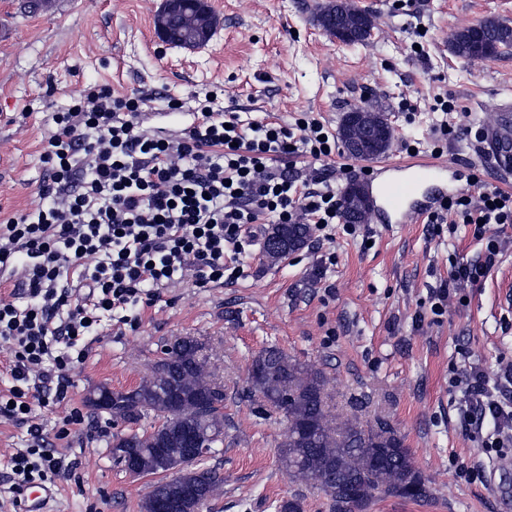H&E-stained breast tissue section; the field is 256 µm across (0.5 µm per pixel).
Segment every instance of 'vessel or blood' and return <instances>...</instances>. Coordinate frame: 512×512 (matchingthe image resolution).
Listing matches in <instances>:
<instances>
[{
    "instance_id": "vessel-or-blood-1",
    "label": "vessel or blood",
    "mask_w": 512,
    "mask_h": 512,
    "mask_svg": "<svg viewBox=\"0 0 512 512\" xmlns=\"http://www.w3.org/2000/svg\"><path fill=\"white\" fill-rule=\"evenodd\" d=\"M485 141L496 152L500 171H511L512 140L506 130L496 125L487 127ZM446 175V165L420 159L375 165L368 186L375 222L404 224L424 215L444 198ZM53 499V491L47 485L24 487L18 495L19 512H52Z\"/></svg>"
}]
</instances>
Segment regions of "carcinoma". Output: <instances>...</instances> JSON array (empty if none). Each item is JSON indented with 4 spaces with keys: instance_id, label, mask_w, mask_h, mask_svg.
Returning <instances> with one entry per match:
<instances>
[{
    "instance_id": "carcinoma-1",
    "label": "carcinoma",
    "mask_w": 512,
    "mask_h": 512,
    "mask_svg": "<svg viewBox=\"0 0 512 512\" xmlns=\"http://www.w3.org/2000/svg\"><path fill=\"white\" fill-rule=\"evenodd\" d=\"M335 19L344 23L351 37L349 45L367 42L368 31L359 26L357 10L347 6ZM449 51L469 60L496 57L503 48H512V26L495 18L457 30L448 44ZM199 343H173L167 347L169 364L164 377L143 383L133 396L116 392L112 400L111 419L120 420L135 410L161 415L166 409L160 391L176 393L181 412L196 409L200 402L208 412L200 417H184L181 423L193 431L206 448L223 442L224 420L217 411L224 407V394L204 393L209 377ZM251 392L261 402L281 413L287 422L280 442L282 459L294 480L324 491L329 497L330 512H367L375 502L397 498L425 502L431 498L430 481L414 465L411 450L397 429L386 419L378 418L363 425L356 419L336 423L326 409L322 371L301 363L275 346L263 349L254 357L248 370ZM112 447L132 452L142 458L146 475L159 479L149 486L152 495L169 489L165 483L163 458L155 444L139 433L117 435ZM205 469L209 484L204 506L215 498L221 486L216 471L204 467V456L197 458L193 469Z\"/></svg>"
}]
</instances>
